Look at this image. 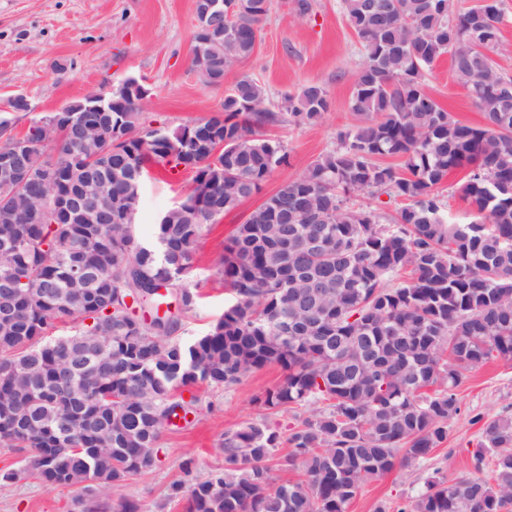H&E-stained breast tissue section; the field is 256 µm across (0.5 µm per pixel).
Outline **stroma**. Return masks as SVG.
<instances>
[{
  "label": "stroma",
  "mask_w": 512,
  "mask_h": 512,
  "mask_svg": "<svg viewBox=\"0 0 512 512\" xmlns=\"http://www.w3.org/2000/svg\"><path fill=\"white\" fill-rule=\"evenodd\" d=\"M194 19V0H0V107L25 95L36 112H53L134 77L149 91L146 116L175 128L217 114L226 86L242 75L264 83L276 106L304 85L326 87L330 107L317 124L271 128V136L281 139L288 152L287 165L273 172L260 194L209 225L202 237L195 277L202 298L177 334L185 343L204 334L230 298L218 270L237 224L333 149L338 133L351 123V77L363 61L339 0H312V10L304 17L295 14L290 0H277L253 55L226 75L223 85L207 87L190 64ZM426 85L456 118L481 123V113L455 80L448 59L427 72ZM464 182V171L455 170L438 187L446 215L459 224L476 218L474 206L462 196ZM192 186L191 171L178 169L169 175L150 170L134 221L140 242L155 244L156 224ZM282 379L281 368L269 365L227 389L199 385L177 391L176 401L195 400L194 412L167 427L154 464L126 480L122 495L138 502L143 512H183L184 501L174 495V485L223 468L224 431L262 421L284 431L294 426L296 416H309L306 408L295 415L258 405L266 389ZM457 397L460 411L449 419L447 437L430 458L417 467H395L366 483L347 512H396L433 474L452 479L490 470V460L479 463L474 458L479 422L512 415V360L493 359L466 372ZM6 471L15 477L0 484V512H82L89 500L81 487L46 485L26 471L22 454L2 448L0 472Z\"/></svg>",
  "instance_id": "1"
}]
</instances>
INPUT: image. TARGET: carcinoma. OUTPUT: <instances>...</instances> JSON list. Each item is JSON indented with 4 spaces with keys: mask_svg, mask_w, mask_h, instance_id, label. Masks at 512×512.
I'll use <instances>...</instances> for the list:
<instances>
[{
    "mask_svg": "<svg viewBox=\"0 0 512 512\" xmlns=\"http://www.w3.org/2000/svg\"><path fill=\"white\" fill-rule=\"evenodd\" d=\"M250 12L224 25L223 35L193 41L191 63L204 54L226 75L254 51L274 0H247ZM364 51L353 74V122L338 145L253 209L229 240L219 274L235 295L206 333L175 338L198 302L194 272L207 226L260 192L288 163L281 141L260 133L284 122L318 123L327 91L307 84L288 97L287 112L268 107L265 85L248 75L225 91L222 118L204 124L213 158L200 152L195 129H155L134 112H75L70 120L93 135L112 123L100 153L70 144L58 112L38 115L21 138L0 117V152L18 140L37 142L56 121L61 154L35 150L33 167L58 174L53 188L14 184L0 189V276L25 278L14 296L16 318L0 323V408L22 410L25 426L0 427V448L23 453L25 469L47 485L118 493L131 475L151 467L164 428L191 405L172 401L179 388L205 383L229 388L275 364L284 378L266 391L267 410L321 403L288 436L266 423L224 432V469L196 481L185 512H346L362 486L396 464L419 465L447 436L460 411L464 373L486 362L512 360V76L495 56L505 51L501 0H341ZM483 116L465 123L432 98L425 75L443 56ZM402 159L399 167L380 161ZM182 168L211 186L190 192L157 225L158 247L134 235L138 168ZM468 169L464 198L483 213L469 224L448 221L437 186ZM112 178V223L63 219L31 224L21 209L51 202ZM381 193L404 204L386 217L353 203ZM322 229L327 248L308 253L300 241ZM291 250L279 248L282 237ZM83 252L89 278L71 281L70 250ZM333 284L308 313V277ZM180 305L159 318L162 283ZM59 285L67 295L48 289ZM134 302L127 305L126 298ZM307 319L306 330L283 339L278 324ZM75 333L55 336L58 324ZM102 340L108 370L83 389L85 411L112 432V443L74 422L60 450L56 420L71 400L54 389L62 367ZM288 443L284 462L303 478L281 480L271 461ZM492 455L486 478L433 476L397 512H512V417L482 426L477 462ZM93 482L84 483L87 474Z\"/></svg>",
    "mask_w": 512,
    "mask_h": 512,
    "instance_id": "1",
    "label": "carcinoma"
}]
</instances>
